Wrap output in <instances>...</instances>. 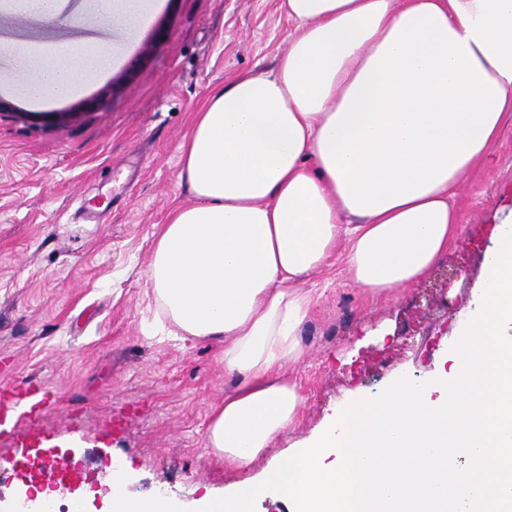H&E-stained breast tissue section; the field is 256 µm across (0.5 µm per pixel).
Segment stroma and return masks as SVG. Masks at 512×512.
<instances>
[{
	"instance_id": "stroma-1",
	"label": "stroma",
	"mask_w": 512,
	"mask_h": 512,
	"mask_svg": "<svg viewBox=\"0 0 512 512\" xmlns=\"http://www.w3.org/2000/svg\"><path fill=\"white\" fill-rule=\"evenodd\" d=\"M281 0H165L121 65L74 97L34 106L0 90V384L42 382L57 405L20 426L0 454V512H19L42 448L91 472L59 489L109 512V473L128 494L197 512L239 479L205 447L211 409L235 383L222 343L175 336L144 285L171 208L192 204L183 144L212 92L238 74L271 72L294 30ZM117 42L86 13L78 26L0 15V76L26 42ZM459 236L417 282L389 295L355 283L337 245L301 286L315 302L299 331L305 357L285 369L303 402L294 427L252 465L263 473L303 447L354 396L433 377L465 326L492 235L512 221V117L454 199Z\"/></svg>"
}]
</instances>
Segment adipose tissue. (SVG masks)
I'll return each mask as SVG.
<instances>
[{
	"instance_id": "obj_1",
	"label": "adipose tissue",
	"mask_w": 512,
	"mask_h": 512,
	"mask_svg": "<svg viewBox=\"0 0 512 512\" xmlns=\"http://www.w3.org/2000/svg\"><path fill=\"white\" fill-rule=\"evenodd\" d=\"M163 0H94L134 36ZM296 29L275 70L212 93L183 146L195 202L174 207L145 272L163 317L224 345L235 388L205 445L241 472L199 512H512V231H496L479 301L434 378L359 397L260 479L245 472L292 427L283 375L313 303L301 281L347 238L353 280L392 293L447 250L452 200L512 117V0H282ZM73 26L70 0H0ZM31 102L78 94L123 57L111 42L24 43Z\"/></svg>"
}]
</instances>
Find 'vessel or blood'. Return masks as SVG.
Masks as SVG:
<instances>
[{
  "instance_id": "obj_1",
  "label": "vessel or blood",
  "mask_w": 512,
  "mask_h": 512,
  "mask_svg": "<svg viewBox=\"0 0 512 512\" xmlns=\"http://www.w3.org/2000/svg\"><path fill=\"white\" fill-rule=\"evenodd\" d=\"M56 402L55 395L42 384L21 381L0 388V438L13 434L20 424L34 421Z\"/></svg>"
}]
</instances>
